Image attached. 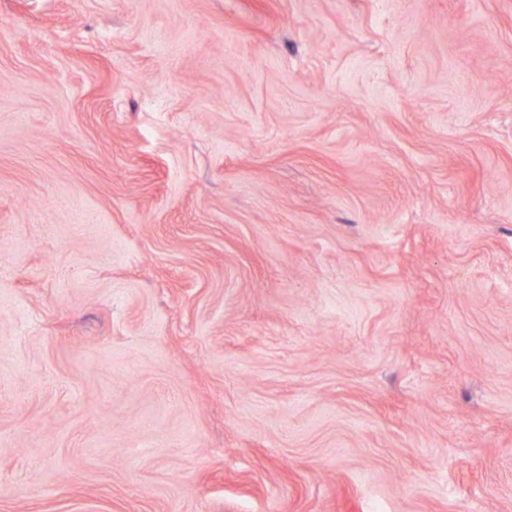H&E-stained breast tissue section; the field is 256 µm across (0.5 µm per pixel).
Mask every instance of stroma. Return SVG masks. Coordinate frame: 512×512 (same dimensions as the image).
<instances>
[{
	"instance_id": "stroma-1",
	"label": "stroma",
	"mask_w": 512,
	"mask_h": 512,
	"mask_svg": "<svg viewBox=\"0 0 512 512\" xmlns=\"http://www.w3.org/2000/svg\"><path fill=\"white\" fill-rule=\"evenodd\" d=\"M0 512H512V0H0Z\"/></svg>"
}]
</instances>
